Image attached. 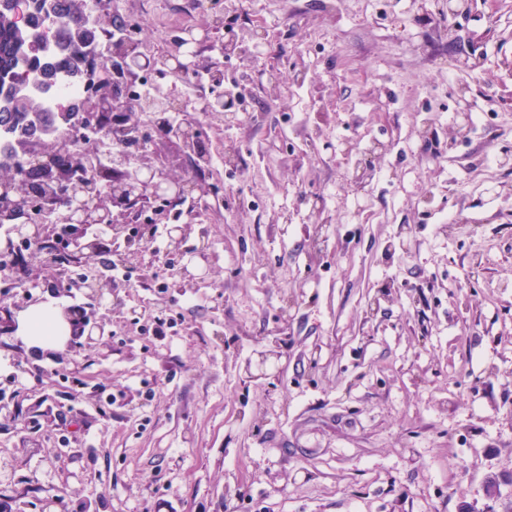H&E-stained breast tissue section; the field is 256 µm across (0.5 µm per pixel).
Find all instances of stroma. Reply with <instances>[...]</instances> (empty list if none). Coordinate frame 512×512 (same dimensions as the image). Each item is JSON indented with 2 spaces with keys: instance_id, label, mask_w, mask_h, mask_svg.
Segmentation results:
<instances>
[{
  "instance_id": "1",
  "label": "stroma",
  "mask_w": 512,
  "mask_h": 512,
  "mask_svg": "<svg viewBox=\"0 0 512 512\" xmlns=\"http://www.w3.org/2000/svg\"><path fill=\"white\" fill-rule=\"evenodd\" d=\"M236 0L263 28L237 123L203 114L224 207L206 284L163 261L91 303L0 274V501L26 512H500L512 498V0ZM210 0H97L162 47ZM470 87L469 128L449 132ZM110 314L30 344L33 304ZM174 331L159 337L158 320ZM269 352L266 372L256 368ZM500 481L498 497L486 492ZM63 320L71 329L70 335H73L66 341V347L70 346L72 339H80L82 336H86L84 346L91 349L102 343L103 336L110 334V332L106 334V326L110 322L106 315L97 317L96 315L79 313V317L74 318L72 311L65 310Z\"/></svg>"
}]
</instances>
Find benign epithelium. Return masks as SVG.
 <instances>
[{"mask_svg": "<svg viewBox=\"0 0 512 512\" xmlns=\"http://www.w3.org/2000/svg\"><path fill=\"white\" fill-rule=\"evenodd\" d=\"M31 0H11L12 21L24 30L30 27ZM228 6L218 3L210 13L207 25L200 31L192 29L184 31V35L170 42L165 49L158 51L168 69L174 73H184L199 68L220 67L219 59L203 55L202 47L219 36L223 43L233 47L242 46L248 38L255 34L244 35L242 30L228 25L225 12ZM146 56L144 65L152 64L151 46L143 45ZM112 56L120 59L127 70L140 67L135 55H129V47L124 43L112 45ZM265 76L264 88L271 95H278L282 77L278 69L270 66L262 72ZM112 100V111L121 114V124L115 127L118 134H129L138 138L140 146L133 151L124 148L112 149V188L106 192L93 189L85 191V185L72 181L74 171L91 164L93 154L86 147H74L68 154L64 165L53 162L58 150L64 145L55 141H46L38 148L28 151L31 165L28 172L18 174L14 171L0 177V183L14 186L16 199L20 200L25 192L32 191L33 186L45 183L69 186L71 205L63 210V220L73 242V252L79 266L93 272L92 261L103 253L102 236L108 235L113 245L125 244V248L114 249L117 259L131 266H140L145 261L146 250L126 247L129 241L128 229L137 213L145 208L154 209L159 216H164L156 204H180L186 198L195 196L201 200H213V207L224 204L223 188L217 183H208L201 177V170L193 168L182 175L171 173L166 160L148 150L145 144L152 135H166L178 141L183 150L192 149L194 142L202 138L197 122L186 113L183 118V129L169 132L165 129H149L146 122L148 112L142 102L129 101L120 94L100 92L98 99L91 103L97 109L107 100ZM245 90L241 89L234 98L215 96L210 99L208 112L212 116L229 125L238 121V112L242 111L245 102ZM0 219L10 223L9 238L0 243V257L11 249V240L22 239L30 245L27 263L22 273L14 276V288L24 295H29V283L33 272L44 266L51 265V259L44 245L55 235V225L44 221L25 208L9 207ZM192 233L189 223L169 224L166 227L168 254L182 261L178 274L182 285L194 286L202 276L197 274L198 267L192 266L193 258L208 249L207 244L187 249L185 243ZM77 286L89 291V297L100 298L111 292L110 282L99 274L93 273L89 279L77 281ZM64 323L71 329V335L84 339V346L91 349L102 343L106 335L109 319L105 315L99 317L81 313L79 317L72 312H63Z\"/></svg>", "mask_w": 512, "mask_h": 512, "instance_id": "7a95c632", "label": "benign epithelium"}]
</instances>
